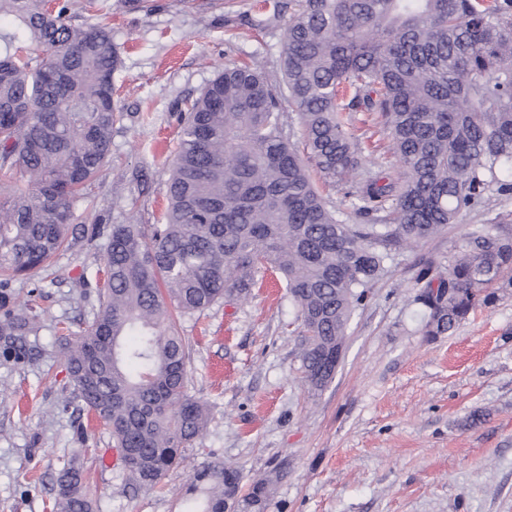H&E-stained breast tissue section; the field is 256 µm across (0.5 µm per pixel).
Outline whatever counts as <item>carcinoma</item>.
Masks as SVG:
<instances>
[{"instance_id":"carcinoma-1","label":"carcinoma","mask_w":512,"mask_h":512,"mask_svg":"<svg viewBox=\"0 0 512 512\" xmlns=\"http://www.w3.org/2000/svg\"><path fill=\"white\" fill-rule=\"evenodd\" d=\"M67 5L0 0V358L28 356L40 316L12 280L68 246L112 147V30L73 25ZM282 85L229 63L181 118L161 223L113 224L93 321L61 351L82 410L111 430L129 480L152 488L180 467L207 426L186 390L190 350L169 308L186 315L242 299L263 269L280 273L305 336V379L334 377L336 343L386 272L393 248L417 246L495 191L512 194V0H299L281 51ZM297 113L323 179L370 224H348L315 188L286 131ZM345 112H372L391 141L396 179L356 180L361 154ZM415 301L425 335L452 332L486 290L512 288V234L455 242L448 268L423 267ZM241 469L213 461L187 492L224 512ZM272 481H251L243 512H266ZM54 512H95L81 468L60 476Z\"/></svg>"}]
</instances>
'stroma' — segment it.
Returning <instances> with one entry per match:
<instances>
[{"label":"stroma","instance_id":"obj_1","mask_svg":"<svg viewBox=\"0 0 512 512\" xmlns=\"http://www.w3.org/2000/svg\"><path fill=\"white\" fill-rule=\"evenodd\" d=\"M72 24L112 30L122 66L109 157L78 203L66 249L14 281L31 293L42 328L24 361L0 360V512H53L69 461L84 470L97 512H183L189 477L218 459L246 479L278 471L266 512H512V288L495 291L450 334H422L416 282L427 262L477 228L512 229V196L489 192L457 224L414 249H394L387 272L348 327L332 382L303 379L302 321L277 274L247 299L182 316L191 347L187 391L210 408L182 467L157 489L129 484L112 435L70 404L63 327L92 321L104 286L105 238L85 226L153 224L166 205L179 114L229 62L257 61L279 79L289 11L266 0H67ZM362 168L392 172L369 113L346 115Z\"/></svg>","mask_w":512,"mask_h":512}]
</instances>
